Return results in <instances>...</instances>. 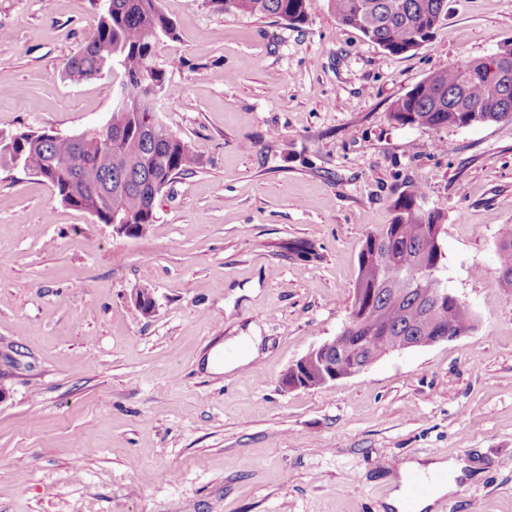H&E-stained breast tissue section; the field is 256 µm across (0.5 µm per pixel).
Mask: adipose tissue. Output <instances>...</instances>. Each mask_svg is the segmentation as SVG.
<instances>
[{
	"mask_svg": "<svg viewBox=\"0 0 512 512\" xmlns=\"http://www.w3.org/2000/svg\"><path fill=\"white\" fill-rule=\"evenodd\" d=\"M464 462L448 460L434 461L428 464L418 462H407L399 468V479L397 486L390 495L389 506L401 507L407 496V483L410 478L420 477L429 480L433 491L430 495L415 499L413 508L415 512H427L435 499L442 497L456 487L457 477L464 474Z\"/></svg>",
	"mask_w": 512,
	"mask_h": 512,
	"instance_id": "adipose-tissue-1",
	"label": "adipose tissue"
}]
</instances>
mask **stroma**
Instances as JSON below:
<instances>
[{
  "label": "stroma",
  "instance_id": "1",
  "mask_svg": "<svg viewBox=\"0 0 512 512\" xmlns=\"http://www.w3.org/2000/svg\"><path fill=\"white\" fill-rule=\"evenodd\" d=\"M106 0H0V138L105 123L118 74L63 67ZM175 27L158 118L204 168L165 188L137 238L0 168V512H389L407 461L478 464L432 512H512V122L428 129L391 103L512 44V0H447L392 55L313 0L300 26L160 0ZM442 217L466 335L313 388L281 378L348 320L368 233L399 194ZM310 248L303 261L294 245ZM156 302L142 316L133 293ZM257 332L223 374L206 356ZM259 343V336H243L239 345L244 349V352L239 356L230 358L227 361H219V355H216L220 350V346L215 348L207 358L206 368L216 374L222 371L229 372L239 366L248 364L257 356V344Z\"/></svg>",
  "mask_w": 512,
  "mask_h": 512
}]
</instances>
